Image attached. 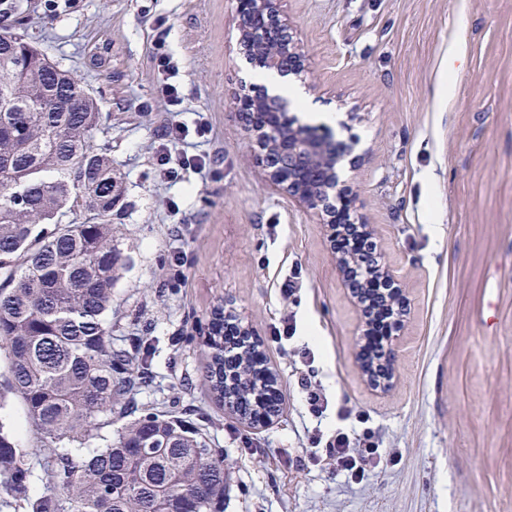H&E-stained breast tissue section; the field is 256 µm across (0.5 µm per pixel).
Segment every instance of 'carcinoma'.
Instances as JSON below:
<instances>
[{"label": "carcinoma", "instance_id": "cac0c4a2", "mask_svg": "<svg viewBox=\"0 0 512 512\" xmlns=\"http://www.w3.org/2000/svg\"><path fill=\"white\" fill-rule=\"evenodd\" d=\"M253 51L255 31L288 41L251 0H237ZM23 10L0 0V60L23 54ZM19 111L0 112V349L8 352L11 394L25 406L41 443L87 442L112 414L129 418L112 443L90 455L64 453L45 469L46 488L29 493L30 453L0 425V506L25 512H214L224 501V458L199 431L162 412L137 414L132 391L144 379L130 351L112 346V289L127 267L112 216L125 207L123 177L96 141L103 116L74 73L31 57L14 75L0 65V93ZM256 127L286 132L272 103L250 112ZM25 190L14 201L15 186ZM208 382L215 398L250 422L270 414L253 396L273 385L249 356L224 375V340L209 336Z\"/></svg>", "mask_w": 512, "mask_h": 512}]
</instances>
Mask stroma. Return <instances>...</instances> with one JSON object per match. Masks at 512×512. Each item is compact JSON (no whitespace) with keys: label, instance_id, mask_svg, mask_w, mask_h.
<instances>
[{"label":"stroma","instance_id":"35a3bbf8","mask_svg":"<svg viewBox=\"0 0 512 512\" xmlns=\"http://www.w3.org/2000/svg\"><path fill=\"white\" fill-rule=\"evenodd\" d=\"M22 0L27 33L100 103L98 134L124 175L114 236L129 264L112 292V340L147 336L153 379L140 408L189 421L224 457L223 512H512V0H284L281 20L305 55L290 82L338 115L335 143L359 223L368 225L406 314L391 387L357 362L365 329L324 224L267 182L234 101L252 83L236 0ZM170 26L181 121L208 113L221 179L160 173L171 116L156 99L155 21ZM465 62L437 95L448 47ZM188 258L187 281L164 270ZM296 279L298 289L279 286ZM231 314L256 338L280 394L254 425L217 403L206 379L207 328ZM287 337H279V330ZM327 403L314 412L304 381ZM0 427L30 450L32 491L51 451L15 398ZM371 428L383 452L361 480L324 448L336 429Z\"/></svg>","mask_w":512,"mask_h":512}]
</instances>
